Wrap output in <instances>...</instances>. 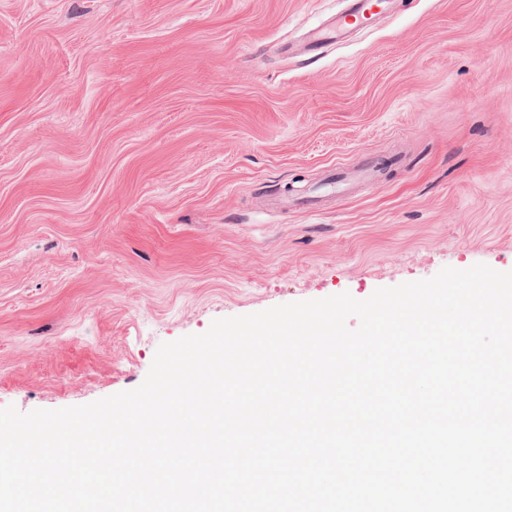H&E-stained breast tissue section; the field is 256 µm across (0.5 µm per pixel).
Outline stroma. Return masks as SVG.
I'll return each instance as SVG.
<instances>
[{
	"label": "stroma",
	"mask_w": 512,
	"mask_h": 512,
	"mask_svg": "<svg viewBox=\"0 0 512 512\" xmlns=\"http://www.w3.org/2000/svg\"><path fill=\"white\" fill-rule=\"evenodd\" d=\"M344 5L0 0V408L134 389L218 318L512 271V0L313 49Z\"/></svg>",
	"instance_id": "35a3bbf8"
}]
</instances>
